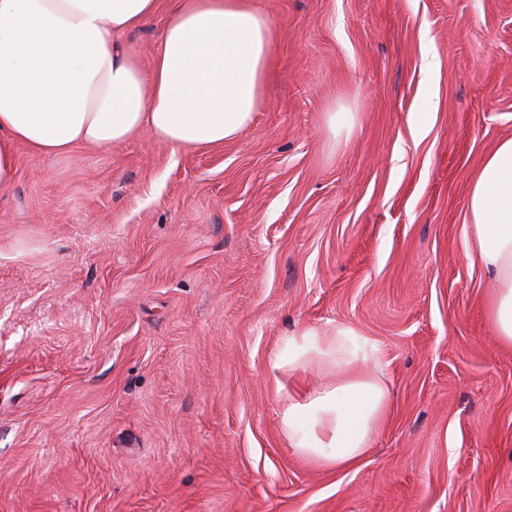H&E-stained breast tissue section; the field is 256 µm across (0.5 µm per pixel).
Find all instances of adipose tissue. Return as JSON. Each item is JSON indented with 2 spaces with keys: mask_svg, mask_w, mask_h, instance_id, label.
I'll return each instance as SVG.
<instances>
[{
  "mask_svg": "<svg viewBox=\"0 0 512 512\" xmlns=\"http://www.w3.org/2000/svg\"><path fill=\"white\" fill-rule=\"evenodd\" d=\"M150 66L125 38L160 0H0V197L14 186L16 145L43 156L102 149L150 129L170 145L204 150L253 120L268 79L274 34L252 0H167ZM475 254L491 275L487 313L512 347V137L486 156L466 196ZM378 348L354 328L305 329L274 354L272 370L332 358L335 385L289 397L282 427L294 452L348 466L371 447L386 385L363 372Z\"/></svg>",
  "mask_w": 512,
  "mask_h": 512,
  "instance_id": "obj_1",
  "label": "adipose tissue"
}]
</instances>
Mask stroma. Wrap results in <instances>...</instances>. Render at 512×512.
Instances as JSON below:
<instances>
[{"label":"stroma","instance_id":"1","mask_svg":"<svg viewBox=\"0 0 512 512\" xmlns=\"http://www.w3.org/2000/svg\"><path fill=\"white\" fill-rule=\"evenodd\" d=\"M252 123L46 157L0 199V512H512V348L465 207L512 136V0H255ZM353 112L330 134L325 114ZM378 347L352 466L295 455L306 328Z\"/></svg>","mask_w":512,"mask_h":512}]
</instances>
